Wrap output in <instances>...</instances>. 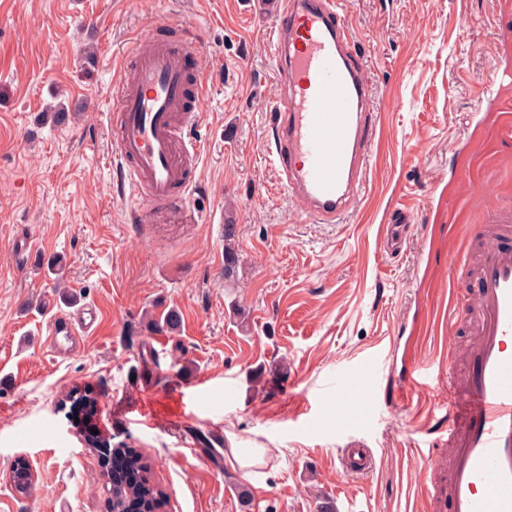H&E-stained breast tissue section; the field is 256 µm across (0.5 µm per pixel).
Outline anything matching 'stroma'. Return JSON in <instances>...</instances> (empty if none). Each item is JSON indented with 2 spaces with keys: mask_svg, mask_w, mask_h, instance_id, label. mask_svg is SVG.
<instances>
[{
  "mask_svg": "<svg viewBox=\"0 0 512 512\" xmlns=\"http://www.w3.org/2000/svg\"><path fill=\"white\" fill-rule=\"evenodd\" d=\"M262 2L0 0V512H110L99 456L68 418L85 389L91 426L143 455L164 512H424L448 366L468 365L467 256L512 203V128L496 119L512 115V20L504 0H350L380 145L353 208L312 224L263 155L281 89ZM166 16L201 42L190 74L211 87L207 147L185 208L140 224L115 173L109 91L136 32ZM400 210L407 240L388 256L380 227ZM215 213L236 226L229 278ZM83 305L96 328L56 352L53 318ZM171 310L174 332L150 330ZM205 378L194 429L221 426L223 448L190 451L170 419L140 425L151 400ZM361 399L375 467L355 477L346 437L314 429L353 420ZM231 448L264 455L242 468ZM20 458L35 476L24 496Z\"/></svg>",
  "mask_w": 512,
  "mask_h": 512,
  "instance_id": "35a3bbf8",
  "label": "stroma"
}]
</instances>
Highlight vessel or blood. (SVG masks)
Here are the masks:
<instances>
[{"mask_svg":"<svg viewBox=\"0 0 512 512\" xmlns=\"http://www.w3.org/2000/svg\"><path fill=\"white\" fill-rule=\"evenodd\" d=\"M271 10L282 94L268 161L312 223L332 224L354 206L377 143L368 79L342 0H272ZM198 48L190 33L176 41L138 33L112 86L116 168L139 199L142 224L195 187L204 142L194 131L210 92L204 82L187 92L185 57ZM483 240L460 306L479 314L471 367L462 387L448 390V451L429 454L428 512H512V225H495ZM373 467L366 444L350 442L346 473Z\"/></svg>","mask_w":512,"mask_h":512,"instance_id":"obj_1","label":"vessel or blood"}]
</instances>
